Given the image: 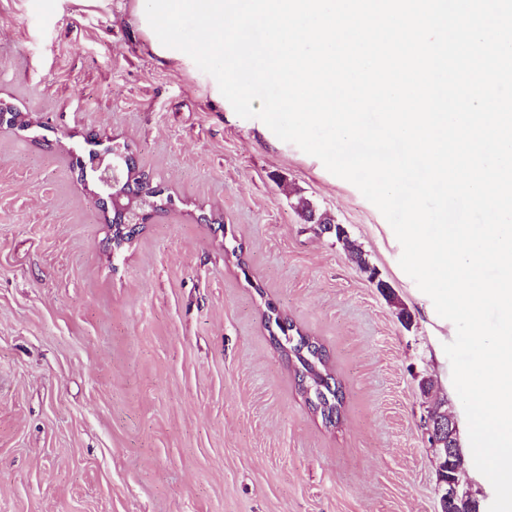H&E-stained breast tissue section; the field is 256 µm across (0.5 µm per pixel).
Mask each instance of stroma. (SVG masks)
<instances>
[{
    "mask_svg": "<svg viewBox=\"0 0 512 512\" xmlns=\"http://www.w3.org/2000/svg\"><path fill=\"white\" fill-rule=\"evenodd\" d=\"M0 101V512H440L426 406L468 435L451 327L356 186L160 63L132 0H0ZM117 144L172 203L115 252L76 160ZM274 312L324 346L337 424ZM298 206L301 210L304 220L307 223L313 222V219L315 217L316 223H314V224H318L320 233L334 234L336 237L341 238V239L347 237L346 231H345L343 225L332 224V219L330 217H328L326 214H317L313 205L306 199L300 200L298 202ZM317 221H320L323 224H321ZM329 224H332V225H329Z\"/></svg>",
    "mask_w": 512,
    "mask_h": 512,
    "instance_id": "obj_1",
    "label": "stroma"
}]
</instances>
